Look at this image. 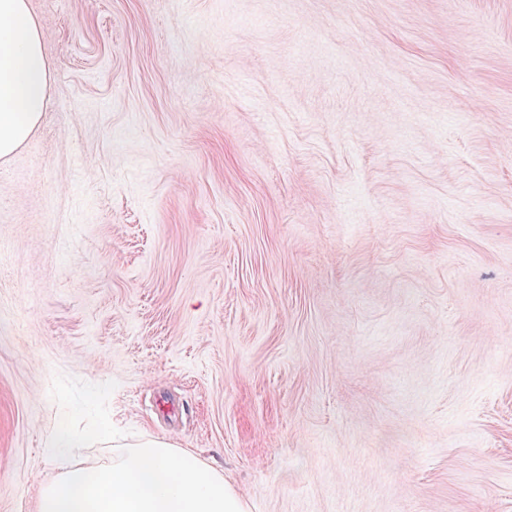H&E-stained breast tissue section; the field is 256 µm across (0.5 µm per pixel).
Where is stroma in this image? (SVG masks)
Segmentation results:
<instances>
[{
	"mask_svg": "<svg viewBox=\"0 0 512 512\" xmlns=\"http://www.w3.org/2000/svg\"><path fill=\"white\" fill-rule=\"evenodd\" d=\"M28 4L0 512L150 438L247 512H512V0Z\"/></svg>",
	"mask_w": 512,
	"mask_h": 512,
	"instance_id": "stroma-1",
	"label": "stroma"
}]
</instances>
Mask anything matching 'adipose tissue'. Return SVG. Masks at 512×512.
Returning <instances> with one entry per match:
<instances>
[{
  "label": "adipose tissue",
  "mask_w": 512,
  "mask_h": 512,
  "mask_svg": "<svg viewBox=\"0 0 512 512\" xmlns=\"http://www.w3.org/2000/svg\"><path fill=\"white\" fill-rule=\"evenodd\" d=\"M50 77L41 27L28 0H0V160L38 126Z\"/></svg>",
  "instance_id": "adipose-tissue-1"
}]
</instances>
